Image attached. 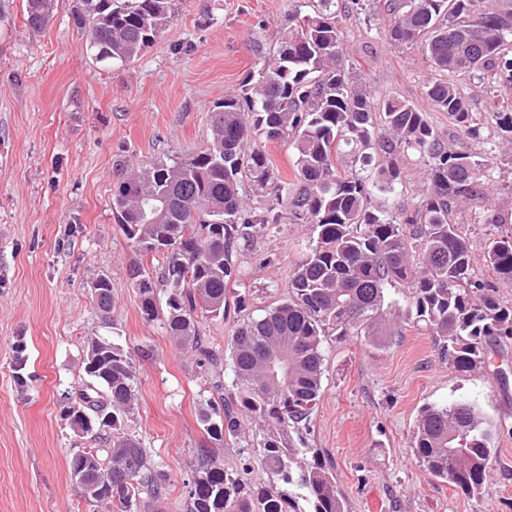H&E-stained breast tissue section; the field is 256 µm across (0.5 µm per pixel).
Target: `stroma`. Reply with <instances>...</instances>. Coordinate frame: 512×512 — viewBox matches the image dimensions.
I'll return each instance as SVG.
<instances>
[{
  "mask_svg": "<svg viewBox=\"0 0 512 512\" xmlns=\"http://www.w3.org/2000/svg\"><path fill=\"white\" fill-rule=\"evenodd\" d=\"M304 0H171L157 41L132 62L90 57L70 0H58L41 32L23 0H0V512H80L68 473L90 447L63 417L83 379L89 338L113 337L136 356L138 404L128 427L168 476L155 512H186L197 453L207 435L198 414L212 394L197 357L160 322L145 321L130 277L141 257L112 215L116 158L136 164L204 148L213 102L240 91ZM385 20L343 24L346 62L375 98L395 96L426 112L455 150L495 153L500 196L512 195V149L492 140H453L447 113L424 95L429 63L391 45ZM314 233L308 224L265 230L237 260L234 290L252 292L250 312L288 292ZM112 281L110 324L93 309L90 285ZM24 342V362L15 346ZM151 358L142 360V349ZM321 396L303 436L330 465L348 512H512V339L485 366L459 373L420 325L378 346L364 336L328 337ZM476 401L494 423L497 463L483 501L463 495L414 458L409 441L423 407Z\"/></svg>",
  "mask_w": 512,
  "mask_h": 512,
  "instance_id": "35a3bbf8",
  "label": "stroma"
}]
</instances>
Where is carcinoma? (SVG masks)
<instances>
[{"label":"carcinoma","mask_w":512,"mask_h":512,"mask_svg":"<svg viewBox=\"0 0 512 512\" xmlns=\"http://www.w3.org/2000/svg\"><path fill=\"white\" fill-rule=\"evenodd\" d=\"M24 2L30 30L45 29L56 0ZM72 2L92 57L105 65L137 59L171 14V0ZM352 4L367 25L371 11L383 9L391 44L422 51L434 72L425 97L448 113L455 138H484L482 113L456 78H483L496 103L512 95V57L505 54L512 9H500L497 0ZM343 9L339 0H312L309 11L292 14L276 54L246 75L242 94L213 105L206 148L132 169L115 162L116 223L142 256L158 261L130 273L143 318L160 321L179 346L211 366L218 400H207L199 414L208 440L255 458L267 476L248 482L203 449L186 512H346L336 474L308 457L299 433L321 396L327 337L360 331L384 343L395 335L389 290H408L415 321L457 372L486 364L512 339V305L495 295L498 283L512 282V232L488 238L477 257L454 219L465 204L491 198L492 159L449 148L407 100L373 96L342 63ZM494 116V136L511 142L512 108ZM261 140L290 143L293 180L276 175ZM412 155L424 162V189L413 207L374 206V197H390L410 180L404 160ZM248 187L269 191L270 199H247ZM270 224H310L317 238L296 264L288 295L234 321L226 355L202 335L200 319H226L246 304L247 291L229 306L236 258ZM479 266L494 278L477 274ZM91 300L108 317L110 278ZM226 366L232 390L225 396ZM83 371L81 404L68 402L63 412L73 431L99 447L72 454L70 478L89 512H144L165 493L167 474L128 433L137 406L135 363L119 344L97 336L88 342ZM244 415L263 424L262 434L246 437ZM491 444L492 423L464 399L423 408L410 440L432 475L478 502L490 493Z\"/></svg>","instance_id":"carcinoma-1"}]
</instances>
